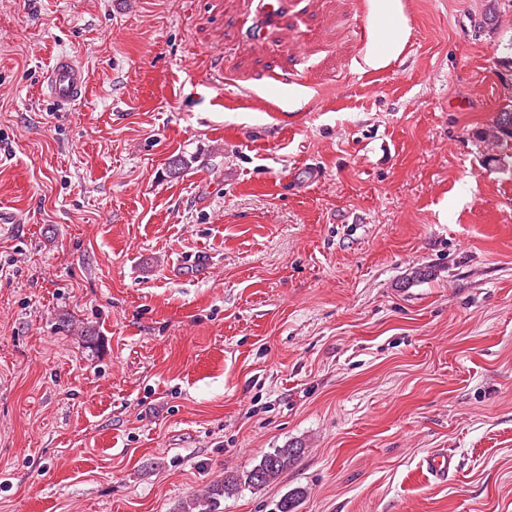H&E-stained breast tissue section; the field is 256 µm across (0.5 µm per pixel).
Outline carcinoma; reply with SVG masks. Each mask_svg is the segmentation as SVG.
<instances>
[{
	"mask_svg": "<svg viewBox=\"0 0 512 512\" xmlns=\"http://www.w3.org/2000/svg\"><path fill=\"white\" fill-rule=\"evenodd\" d=\"M484 135L498 146L512 141L511 105L503 107L496 114ZM303 452L304 448L293 444L277 448L274 452L263 455L259 464L247 472L243 480L237 474L226 472L224 479L213 482L201 494L183 502L179 506V512H216L220 500L234 493L239 484L244 482L253 488L263 487L276 480ZM304 496L305 491L302 488L286 494L279 501L277 512H296L297 505Z\"/></svg>",
	"mask_w": 512,
	"mask_h": 512,
	"instance_id": "obj_1",
	"label": "carcinoma"
}]
</instances>
